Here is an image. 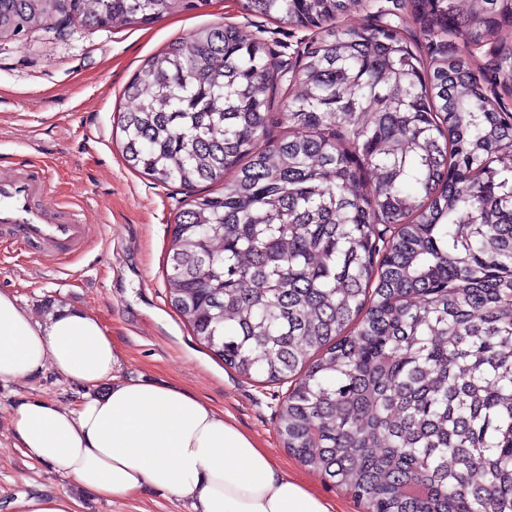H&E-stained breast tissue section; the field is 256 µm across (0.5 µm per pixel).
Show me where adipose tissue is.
Returning a JSON list of instances; mask_svg holds the SVG:
<instances>
[{"instance_id":"1","label":"adipose tissue","mask_w":512,"mask_h":512,"mask_svg":"<svg viewBox=\"0 0 512 512\" xmlns=\"http://www.w3.org/2000/svg\"><path fill=\"white\" fill-rule=\"evenodd\" d=\"M118 364L96 317L66 307L39 322L0 292V381L50 365L86 390L73 410L40 397L21 404L12 431L27 458L108 501L154 486L190 501L193 512H333L206 401L172 385L117 379Z\"/></svg>"}]
</instances>
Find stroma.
<instances>
[{"label":"stroma","mask_w":512,"mask_h":512,"mask_svg":"<svg viewBox=\"0 0 512 512\" xmlns=\"http://www.w3.org/2000/svg\"><path fill=\"white\" fill-rule=\"evenodd\" d=\"M232 23L271 43H296L300 30L243 13L238 0H212L206 11L174 14L142 28L115 26L68 35L54 29L28 40H0V168L40 164L50 173L48 200L84 211L94 235L79 256L31 257L0 241V291L15 295L40 320L63 307L98 317L120 353L116 375L185 388L230 414L283 467L341 512H363L344 488L329 482L284 447L277 429L278 395L286 384L239 375L200 345L166 296L170 226L185 197L130 171L115 144L125 84L145 59L198 28ZM84 389L53 370L0 382V512L22 497L66 493L77 512H191L188 502L146 487L109 502L81 493L56 469L27 459L11 421L30 397L73 409Z\"/></svg>","instance_id":"1"}]
</instances>
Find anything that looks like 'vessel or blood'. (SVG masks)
Wrapping results in <instances>:
<instances>
[{"label":"vessel or blood","mask_w":512,"mask_h":512,"mask_svg":"<svg viewBox=\"0 0 512 512\" xmlns=\"http://www.w3.org/2000/svg\"><path fill=\"white\" fill-rule=\"evenodd\" d=\"M50 182L43 166L0 171V236L32 254L69 256L91 233L81 211L47 200Z\"/></svg>","instance_id":"b4317fda"}]
</instances>
